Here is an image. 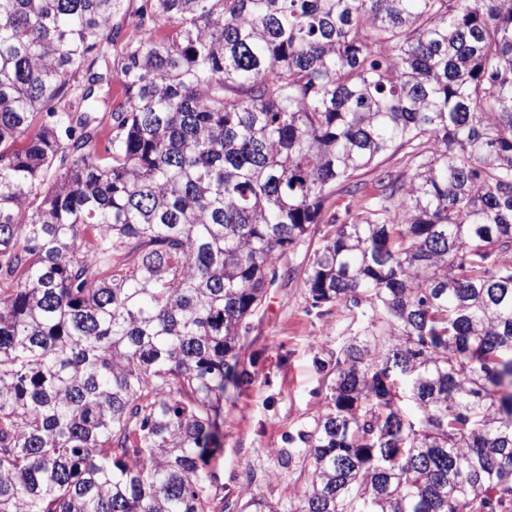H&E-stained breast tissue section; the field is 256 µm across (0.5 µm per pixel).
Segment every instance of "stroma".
<instances>
[{
	"label": "stroma",
	"mask_w": 512,
	"mask_h": 512,
	"mask_svg": "<svg viewBox=\"0 0 512 512\" xmlns=\"http://www.w3.org/2000/svg\"><path fill=\"white\" fill-rule=\"evenodd\" d=\"M309 253V245L298 248L289 275L269 288L253 319L257 340L247 350L253 381L225 401L223 451L211 462L226 497L239 496L251 472L280 512L304 477L300 465H285L276 451L291 448L298 431L324 411L329 369L355 330L341 306H313L303 286Z\"/></svg>",
	"instance_id": "35a3bbf8"
}]
</instances>
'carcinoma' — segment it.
Returning a JSON list of instances; mask_svg holds the SVG:
<instances>
[{
    "label": "carcinoma",
    "mask_w": 512,
    "mask_h": 512,
    "mask_svg": "<svg viewBox=\"0 0 512 512\" xmlns=\"http://www.w3.org/2000/svg\"><path fill=\"white\" fill-rule=\"evenodd\" d=\"M321 224L288 512H512V0H0V512H278L208 464Z\"/></svg>",
    "instance_id": "carcinoma-1"
}]
</instances>
